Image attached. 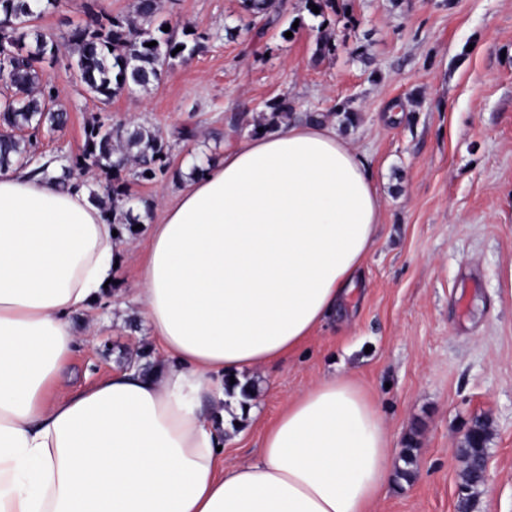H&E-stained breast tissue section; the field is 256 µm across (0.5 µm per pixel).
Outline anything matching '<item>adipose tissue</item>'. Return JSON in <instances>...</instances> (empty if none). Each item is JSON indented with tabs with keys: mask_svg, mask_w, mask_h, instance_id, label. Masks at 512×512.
I'll list each match as a JSON object with an SVG mask.
<instances>
[{
	"mask_svg": "<svg viewBox=\"0 0 512 512\" xmlns=\"http://www.w3.org/2000/svg\"><path fill=\"white\" fill-rule=\"evenodd\" d=\"M147 245L114 234L84 187L0 171V512H373L396 459L376 401L345 376L312 382L225 463L253 423L238 384L295 353L345 306L385 203L325 119H292L186 162ZM135 261L158 348L75 393L53 385L75 314ZM233 436L225 437L224 457L230 460H249L257 456L260 450L261 428L257 425L248 429L239 440L229 441Z\"/></svg>",
	"mask_w": 512,
	"mask_h": 512,
	"instance_id": "ef3b65f1",
	"label": "adipose tissue"
}]
</instances>
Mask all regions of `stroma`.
<instances>
[{
    "instance_id": "obj_1",
    "label": "stroma",
    "mask_w": 512,
    "mask_h": 512,
    "mask_svg": "<svg viewBox=\"0 0 512 512\" xmlns=\"http://www.w3.org/2000/svg\"><path fill=\"white\" fill-rule=\"evenodd\" d=\"M173 31L204 38L150 89L91 98L66 57L47 66L64 130L40 129L34 159L80 153L87 124L141 123L167 142L174 167L215 163L249 135L239 115L287 98L296 115L320 112L365 156L385 199L383 222L349 306L304 349L277 365L256 404L274 418L289 397L334 374L376 399L396 448L415 442L378 512H459L462 465L453 449L474 419L490 422L484 484L470 512H512V0H336L312 15L305 0H275L271 23L250 27L243 0H160ZM336 50L316 53L322 25ZM292 37H283L285 29ZM353 112L345 124L337 105ZM194 128L191 141L178 138ZM125 209L157 217L179 179L146 183L125 171ZM76 329L95 325L94 347L70 356L64 385L77 391L131 362L152 370L150 330L131 267Z\"/></svg>"
}]
</instances>
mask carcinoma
<instances>
[{"instance_id":"obj_1","label":"carcinoma","mask_w":512,"mask_h":512,"mask_svg":"<svg viewBox=\"0 0 512 512\" xmlns=\"http://www.w3.org/2000/svg\"><path fill=\"white\" fill-rule=\"evenodd\" d=\"M245 10L255 20L268 18L272 0H243ZM89 21L68 29L62 34L49 32L37 24L40 13L30 0H0V71L10 80L14 95L0 101V124L7 133L0 135V170L26 168L31 165L30 140L10 131L43 127L63 129L67 112L55 107L50 80L42 64L54 61L62 52L68 54V69L93 98L106 102L134 87L146 89L158 82L173 60L194 56L201 44L192 32H183L177 40L163 31L165 23L155 24L158 0H135L131 14L119 17L96 11L94 4L86 5ZM156 42L149 47L147 43ZM182 50H176V47ZM336 49L335 32L320 31L317 52L329 54ZM263 121L253 124L251 134L258 129H271L292 115V105L284 97L272 98L263 105ZM112 173V182L105 194L112 207L127 195L121 173L135 168V176L143 182L166 178L172 170L169 148L155 129L143 124L111 125L101 120L85 130L80 154L68 164L52 168L44 163L30 170L32 176H52L65 188L75 174L90 168ZM486 439L460 457L463 464L460 477L463 486L474 490L482 484L473 470V460L486 454Z\"/></svg>"}]
</instances>
